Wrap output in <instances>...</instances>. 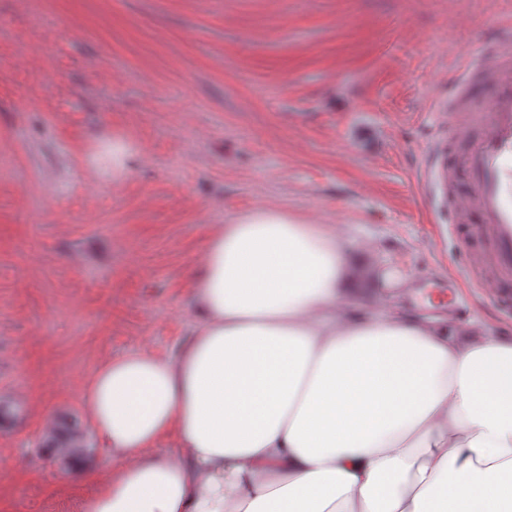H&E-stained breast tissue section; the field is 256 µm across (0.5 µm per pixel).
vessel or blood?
<instances>
[{
  "mask_svg": "<svg viewBox=\"0 0 512 512\" xmlns=\"http://www.w3.org/2000/svg\"><path fill=\"white\" fill-rule=\"evenodd\" d=\"M448 134L464 149L438 178L454 189L448 221L464 243L466 269L488 273L484 287L512 307V15L478 37L473 56L448 76Z\"/></svg>",
  "mask_w": 512,
  "mask_h": 512,
  "instance_id": "obj_1",
  "label": "vessel or blood"
}]
</instances>
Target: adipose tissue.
<instances>
[{"instance_id": "1", "label": "adipose tissue", "mask_w": 512, "mask_h": 512, "mask_svg": "<svg viewBox=\"0 0 512 512\" xmlns=\"http://www.w3.org/2000/svg\"><path fill=\"white\" fill-rule=\"evenodd\" d=\"M192 280L178 353L83 390L108 459L78 512H512V337L351 315L359 254L273 205L211 234Z\"/></svg>"}]
</instances>
